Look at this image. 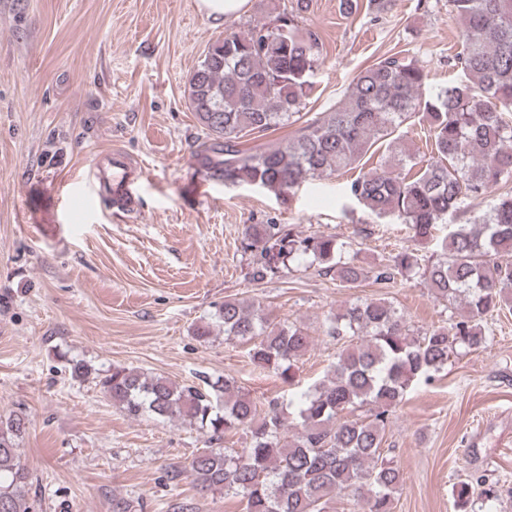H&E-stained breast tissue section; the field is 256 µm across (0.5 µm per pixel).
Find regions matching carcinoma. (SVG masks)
<instances>
[{"mask_svg":"<svg viewBox=\"0 0 512 512\" xmlns=\"http://www.w3.org/2000/svg\"><path fill=\"white\" fill-rule=\"evenodd\" d=\"M448 12L464 25L461 49L448 59L455 80L426 94L428 72L418 60L382 56L336 106L276 147L247 148L243 138L287 126L313 91L322 43L297 14L284 8L225 33L187 79L185 98L205 135L195 160L210 179L285 198L304 182L360 163L381 142L397 163L346 185V198L375 219L432 240L463 205L488 201L472 224L448 231L436 258L403 247L374 271L384 283L417 276L465 313L422 333L382 298L329 313L321 332L343 349L296 402L276 398L262 407L227 378L201 388L114 366L99 379L102 393L132 418L180 419L210 443L250 433L242 448L203 449L189 468L197 488L239 498L242 512H334L344 497L361 512H394L403 475L383 444L396 407L454 353L483 347L484 318L512 305V121L505 119L512 112V0H448ZM414 120L428 124L433 140L420 167L394 136ZM241 249L258 284L286 276L293 264L331 273L344 288L367 277L350 242L294 224H250ZM218 318L224 340L248 344L254 366L293 385L308 328L235 298L224 300ZM27 427L22 413L0 419V512H28L29 473L16 453ZM451 496L456 512H468L472 482L456 483Z\"/></svg>","mask_w":512,"mask_h":512,"instance_id":"cac0c4a2","label":"carcinoma"}]
</instances>
